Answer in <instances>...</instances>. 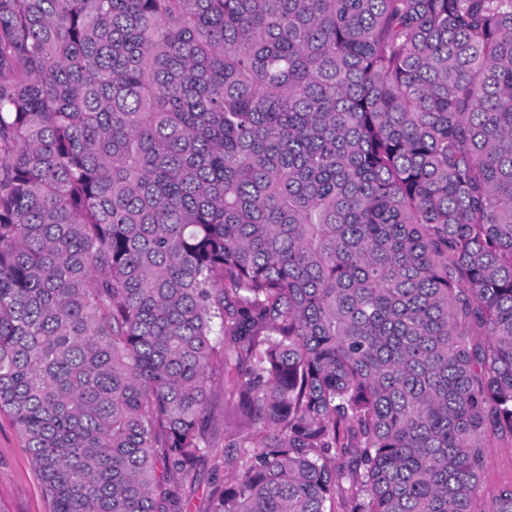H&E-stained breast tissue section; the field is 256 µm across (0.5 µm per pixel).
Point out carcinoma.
Here are the masks:
<instances>
[{"label": "carcinoma", "instance_id": "carcinoma-1", "mask_svg": "<svg viewBox=\"0 0 512 512\" xmlns=\"http://www.w3.org/2000/svg\"><path fill=\"white\" fill-rule=\"evenodd\" d=\"M0 412L52 512H512V0H0ZM512 482V446L503 444L491 448L482 480V494L489 496L494 488ZM224 479L230 481L224 466L216 467L210 457L201 461L179 490L183 512H212L210 492L215 484L224 482Z\"/></svg>", "mask_w": 512, "mask_h": 512}]
</instances>
